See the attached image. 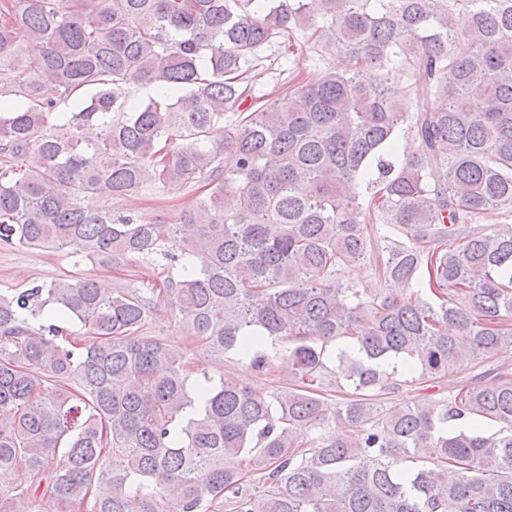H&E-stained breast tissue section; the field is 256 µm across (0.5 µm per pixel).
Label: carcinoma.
Listing matches in <instances>:
<instances>
[{
	"instance_id": "obj_1",
	"label": "carcinoma",
	"mask_w": 512,
	"mask_h": 512,
	"mask_svg": "<svg viewBox=\"0 0 512 512\" xmlns=\"http://www.w3.org/2000/svg\"><path fill=\"white\" fill-rule=\"evenodd\" d=\"M312 2L319 23L304 0L0 4V244L186 270L0 294V512H167L174 489L181 512H512V372L488 365L512 347V0ZM294 29L346 67L251 109ZM151 176L209 193L175 224L94 205ZM362 262L398 287L338 280ZM161 301L292 387L191 379L142 333ZM462 373H449L448 376L441 378L436 383L416 384L413 388L415 391L411 394L416 399L440 398L448 394V387L453 386L457 382Z\"/></svg>"
}]
</instances>
